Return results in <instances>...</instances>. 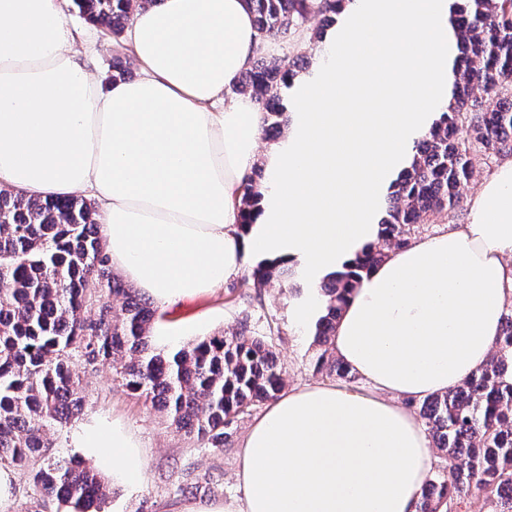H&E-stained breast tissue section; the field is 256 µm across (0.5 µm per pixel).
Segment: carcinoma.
Returning a JSON list of instances; mask_svg holds the SVG:
<instances>
[{"label": "carcinoma", "mask_w": 512, "mask_h": 512, "mask_svg": "<svg viewBox=\"0 0 512 512\" xmlns=\"http://www.w3.org/2000/svg\"><path fill=\"white\" fill-rule=\"evenodd\" d=\"M150 0H74L86 20L119 39L133 11ZM354 0H247L262 38L281 37L311 16L322 41L345 4ZM457 57L450 100L419 139L410 164L392 182L380 241L352 266L322 282L325 313L315 324L319 347L313 372L338 379L350 370L336 360L333 336L341 305L362 273L408 245L413 227L431 214L462 209L461 184L474 173L476 153L512 156V0L452 4ZM297 75V61L253 56L237 92L260 104L268 134L287 116L280 92ZM499 105L478 109L475 92ZM248 177L241 197L249 214L261 200ZM294 272L262 260L253 287ZM154 304L115 277L98 232L96 211L83 198H28L0 190V468L22 475V512H101L110 483L76 458L55 456L53 436L85 404L72 364L116 365V381L151 402L178 431L206 448L224 447L227 429L284 387L274 346L247 324L169 354L155 351ZM418 417L439 462L421 490L417 512H462L478 494L487 512H512V310L486 366L460 386L422 400Z\"/></svg>", "instance_id": "obj_1"}]
</instances>
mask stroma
<instances>
[{
    "instance_id": "35a3bbf8",
    "label": "stroma",
    "mask_w": 512,
    "mask_h": 512,
    "mask_svg": "<svg viewBox=\"0 0 512 512\" xmlns=\"http://www.w3.org/2000/svg\"><path fill=\"white\" fill-rule=\"evenodd\" d=\"M72 26L82 32L84 38L97 42L96 74L105 82L112 79V58L118 48L111 34L92 25L75 12L72 0H67ZM318 25L310 18L298 27L293 37L282 40L266 39L262 54L270 61L297 54L310 59L308 69L301 71L296 84H303L318 68L321 49L311 38ZM257 258H249L240 276L200 297L173 306H158L155 328L180 323V345L207 336L228 334L240 324H248L257 336L272 341L287 386L317 382L311 364L317 355L313 343L312 326L297 327L292 318L297 303L308 294L305 288H288L279 282H271L263 288H246L244 277L250 276L257 265ZM75 373L81 378L87 405L81 414L59 429L55 439L57 454L76 456L77 436L83 428L99 418L117 419L125 423L138 438L143 451V479L135 491L117 488L103 506V512H178L180 506L196 500L208 502L239 496L234 480V470L240 440L252 421V414L242 415L230 428L223 450L202 447L196 438L176 431L162 414L156 412L144 398L127 393L115 381L111 364L87 369L75 365ZM209 476L210 484L196 496L181 495L179 487L187 477Z\"/></svg>"
}]
</instances>
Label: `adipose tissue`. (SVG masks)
I'll return each mask as SVG.
<instances>
[{
	"instance_id": "1",
	"label": "adipose tissue",
	"mask_w": 512,
	"mask_h": 512,
	"mask_svg": "<svg viewBox=\"0 0 512 512\" xmlns=\"http://www.w3.org/2000/svg\"><path fill=\"white\" fill-rule=\"evenodd\" d=\"M63 2L0 0V188L94 201L112 269L157 304L223 285L253 254L297 268L311 295L294 318L316 321L318 286L377 243L380 202L448 100L447 0H358L262 156L263 114L236 91L260 41L246 0H151L128 32L138 77L107 85ZM258 167L247 224L243 181ZM511 305L512 159L469 223L390 254L347 298L333 347L365 389L280 393L242 437L241 497L182 512H416L434 453L404 402L482 369ZM77 446L113 485L140 483L122 424L95 420Z\"/></svg>"
}]
</instances>
